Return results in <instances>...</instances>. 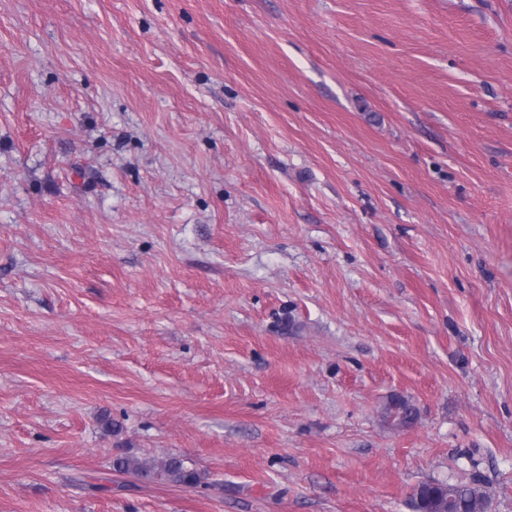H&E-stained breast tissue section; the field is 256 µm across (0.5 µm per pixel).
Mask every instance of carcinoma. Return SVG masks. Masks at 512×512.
<instances>
[{"label": "carcinoma", "instance_id": "carcinoma-1", "mask_svg": "<svg viewBox=\"0 0 512 512\" xmlns=\"http://www.w3.org/2000/svg\"><path fill=\"white\" fill-rule=\"evenodd\" d=\"M112 470L146 480L165 481L191 486L198 483V474L189 461L168 456L159 462L142 461L119 455L112 459ZM412 507L416 512H486L488 496L479 487L467 483L426 482L413 492Z\"/></svg>", "mask_w": 512, "mask_h": 512}]
</instances>
